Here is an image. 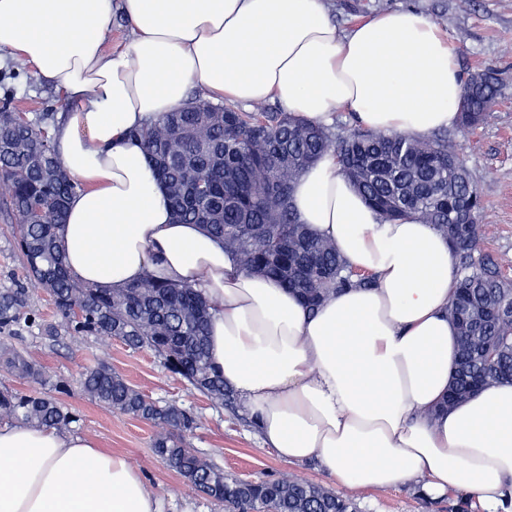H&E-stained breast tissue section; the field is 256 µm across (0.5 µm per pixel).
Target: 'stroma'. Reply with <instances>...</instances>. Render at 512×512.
I'll list each match as a JSON object with an SVG mask.
<instances>
[{
	"mask_svg": "<svg viewBox=\"0 0 512 512\" xmlns=\"http://www.w3.org/2000/svg\"><path fill=\"white\" fill-rule=\"evenodd\" d=\"M325 4L344 30L380 12L412 9L423 13L447 32L463 77L483 72L498 75L492 117L473 129L451 127L448 137L462 147L471 178L484 194L482 225L488 249L512 257V0H325ZM4 100L17 111L30 114L59 113L66 107L58 83L36 78L30 68H18L10 59L0 62V102ZM25 281L14 229L8 217L0 214V290ZM0 341L41 366L46 379L44 393L58 397L75 417L70 431L96 439L108 452L125 455L162 499L164 512L224 509L154 455L155 425L108 410L80 391L77 379L82 368L97 359H105L150 399L190 411L195 427L185 435L187 445L221 466L226 475L250 480L285 476L331 490L337 487L316 463L281 462L266 448L253 425L214 406L186 380L168 371L152 351L134 350L120 340L98 336H66L53 344L36 326L22 330L17 338L1 333ZM352 499L358 512H473L471 501L462 495L429 498L413 485L387 491L359 490L353 492Z\"/></svg>",
	"mask_w": 512,
	"mask_h": 512,
	"instance_id": "35a3bbf8",
	"label": "stroma"
}]
</instances>
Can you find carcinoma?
Segmentation results:
<instances>
[{
  "mask_svg": "<svg viewBox=\"0 0 512 512\" xmlns=\"http://www.w3.org/2000/svg\"><path fill=\"white\" fill-rule=\"evenodd\" d=\"M498 79L476 74L465 85L461 126L487 121ZM57 116L35 120L0 107V204L15 221L17 247L28 287L0 291V331L16 333L35 323L30 303L38 291L53 299L60 323L42 325L45 338L70 335L122 340L149 349L213 404L247 419V410L224 385L208 350L209 307L195 289L152 277L117 291L93 288L71 275L58 244L67 203L76 184L62 169L49 129ZM147 154L153 176L169 197L175 222L198 224L224 244L241 268L271 276L311 310L351 285L333 244L312 234L293 205V185L325 153L368 202L396 219L419 215L445 237L467 226L452 249L458 283L453 317L466 309H512V263L486 250L481 221L485 199L464 157L448 135L412 138L351 129L338 134L286 112H244L228 104L189 100L153 123L130 131ZM459 358L451 384L456 400L479 379L512 383V312L459 322ZM0 361L18 378L42 382L34 361L8 347ZM81 391L101 406L154 423L152 448L169 468L226 512H357L353 500L320 484L289 478L242 481L186 446L194 416L177 404L159 405L132 387L105 361L79 375ZM0 421L64 429L73 416L54 397L0 389Z\"/></svg>",
  "mask_w": 512,
  "mask_h": 512,
  "instance_id": "1",
  "label": "carcinoma"
}]
</instances>
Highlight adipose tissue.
<instances>
[{
  "label": "adipose tissue",
  "mask_w": 512,
  "mask_h": 512,
  "mask_svg": "<svg viewBox=\"0 0 512 512\" xmlns=\"http://www.w3.org/2000/svg\"><path fill=\"white\" fill-rule=\"evenodd\" d=\"M131 39L106 50L114 7ZM58 82L54 134L81 187L61 245L71 273L119 289L145 275L210 304L209 352L286 464L313 461L356 490L453 491L512 512V384L448 410L457 332L455 256L433 225L385 220L326 155L294 184L298 218L374 287L308 310L275 278L239 269L196 224L174 223L131 128L184 104L190 87L327 126L337 111L382 134L454 125L464 83L442 27L411 10L342 31L323 0H0V52ZM0 512H163L126 456L90 437L0 426Z\"/></svg>",
  "instance_id": "1"
}]
</instances>
